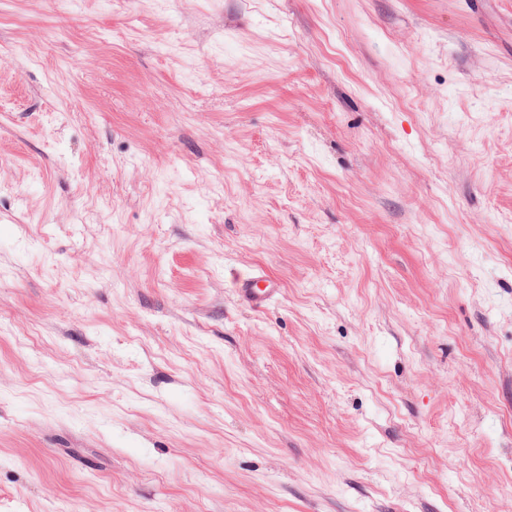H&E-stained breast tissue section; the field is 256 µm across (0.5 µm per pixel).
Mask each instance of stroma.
<instances>
[{
	"label": "stroma",
	"instance_id": "35a3bbf8",
	"mask_svg": "<svg viewBox=\"0 0 512 512\" xmlns=\"http://www.w3.org/2000/svg\"><path fill=\"white\" fill-rule=\"evenodd\" d=\"M0 512H512V0H0ZM231 283L238 297L256 310L272 305L282 290L280 282L260 266L234 275Z\"/></svg>",
	"mask_w": 512,
	"mask_h": 512
}]
</instances>
